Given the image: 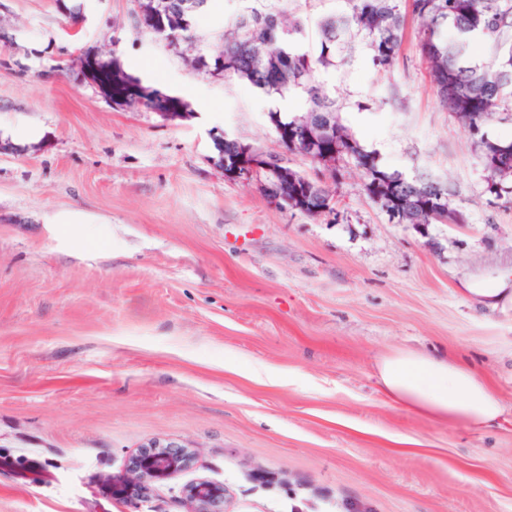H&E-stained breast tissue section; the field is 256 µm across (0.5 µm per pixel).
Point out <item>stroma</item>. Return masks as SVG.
I'll use <instances>...</instances> for the list:
<instances>
[{
  "instance_id": "stroma-1",
  "label": "stroma",
  "mask_w": 512,
  "mask_h": 512,
  "mask_svg": "<svg viewBox=\"0 0 512 512\" xmlns=\"http://www.w3.org/2000/svg\"><path fill=\"white\" fill-rule=\"evenodd\" d=\"M65 3L0 0V512H190L200 478L225 512H512V413L486 431L418 417L376 371L445 353L512 403V303L474 294L512 282V202L442 107L418 20L390 71L358 37L315 79L385 168L444 182L463 224L392 223L350 163L318 216L226 179L214 137L278 151L268 96L192 69L130 0ZM264 3L210 0L195 33L214 44ZM279 7L311 52L349 11ZM85 49L191 117L114 107L71 71ZM154 441L193 462L136 507L117 487Z\"/></svg>"
}]
</instances>
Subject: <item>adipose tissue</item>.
<instances>
[{
	"label": "adipose tissue",
	"mask_w": 512,
	"mask_h": 512,
	"mask_svg": "<svg viewBox=\"0 0 512 512\" xmlns=\"http://www.w3.org/2000/svg\"><path fill=\"white\" fill-rule=\"evenodd\" d=\"M385 395L406 410L485 430L498 426L508 407L469 364L445 355L399 350L378 367Z\"/></svg>",
	"instance_id": "ef3b65f1"
}]
</instances>
